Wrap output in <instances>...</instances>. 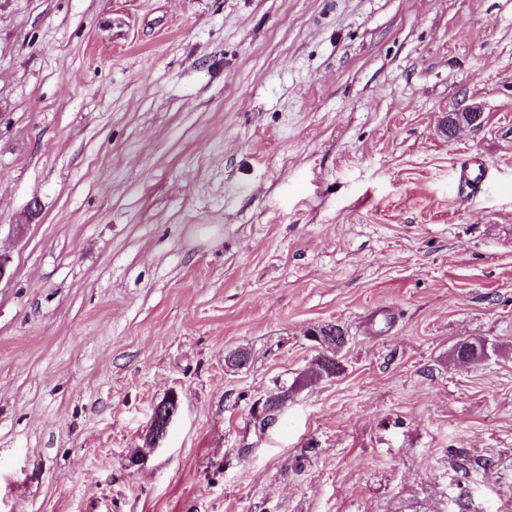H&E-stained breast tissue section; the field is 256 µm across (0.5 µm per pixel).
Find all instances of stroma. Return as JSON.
Masks as SVG:
<instances>
[{
	"instance_id": "35a3bbf8",
	"label": "stroma",
	"mask_w": 512,
	"mask_h": 512,
	"mask_svg": "<svg viewBox=\"0 0 512 512\" xmlns=\"http://www.w3.org/2000/svg\"><path fill=\"white\" fill-rule=\"evenodd\" d=\"M0 255V512H512V0H0ZM177 409L178 397L173 391L155 404L150 426L143 436L144 448L158 447L160 441L166 435Z\"/></svg>"
}]
</instances>
